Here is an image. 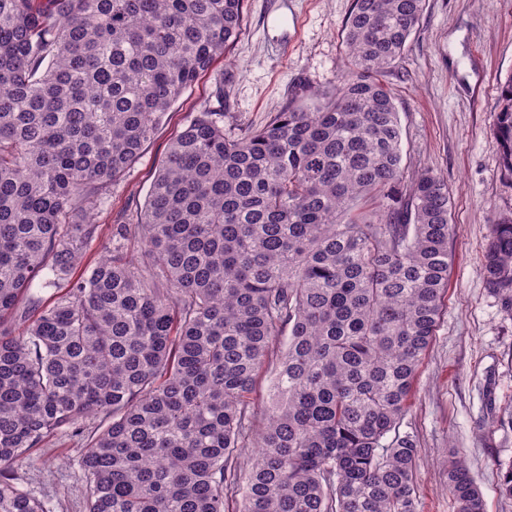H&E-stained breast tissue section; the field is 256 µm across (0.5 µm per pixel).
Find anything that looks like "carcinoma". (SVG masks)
Masks as SVG:
<instances>
[{
    "instance_id": "carcinoma-1",
    "label": "carcinoma",
    "mask_w": 512,
    "mask_h": 512,
    "mask_svg": "<svg viewBox=\"0 0 512 512\" xmlns=\"http://www.w3.org/2000/svg\"><path fill=\"white\" fill-rule=\"evenodd\" d=\"M425 4L354 0L340 87L304 107L234 129L195 113L137 223L74 278L91 215L240 37L244 0H0V512H46L10 470L63 433L86 437V512H224L248 448L242 512H419L396 428L448 288L453 203L431 170L392 196L403 130L379 76ZM494 137L512 176V77ZM483 272L511 312L512 217ZM36 281L58 289L46 307ZM285 332L263 408L250 395ZM448 491L484 512L454 455Z\"/></svg>"
}]
</instances>
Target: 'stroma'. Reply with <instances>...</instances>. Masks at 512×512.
Here are the masks:
<instances>
[{
  "instance_id": "35a3bbf8",
  "label": "stroma",
  "mask_w": 512,
  "mask_h": 512,
  "mask_svg": "<svg viewBox=\"0 0 512 512\" xmlns=\"http://www.w3.org/2000/svg\"><path fill=\"white\" fill-rule=\"evenodd\" d=\"M354 0H246L245 30L178 100L106 210L136 221L171 138L224 90L225 125H260L270 113L333 91L346 62L344 25ZM512 78V0H426L402 58L382 81L403 128L409 172L430 170L453 197L452 263L436 335L419 363L400 434L419 450V512H459L448 491V455L458 452L485 512H512L499 495L512 461V432L495 426L512 402V313L490 293L482 261L495 217L512 215V179L501 173L493 128L502 85ZM83 442L53 436L12 468L16 487L48 512H85Z\"/></svg>"
}]
</instances>
